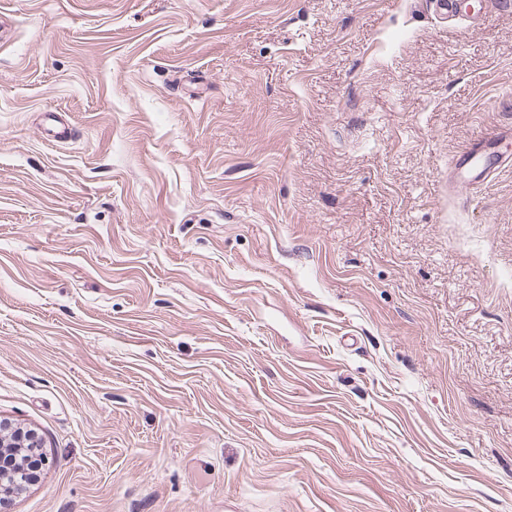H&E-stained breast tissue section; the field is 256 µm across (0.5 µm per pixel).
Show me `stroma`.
I'll list each match as a JSON object with an SVG mask.
<instances>
[{
  "label": "stroma",
  "mask_w": 512,
  "mask_h": 512,
  "mask_svg": "<svg viewBox=\"0 0 512 512\" xmlns=\"http://www.w3.org/2000/svg\"><path fill=\"white\" fill-rule=\"evenodd\" d=\"M0 14L4 512H512V12ZM508 144L512 141V128H494L473 141L456 159V168L465 173L471 181H485L495 169L488 167L483 156V147L489 141ZM9 427L0 423V448L14 447V448H40V440L38 436L33 433H27L26 437L18 438L17 433L8 432ZM0 449V450H1ZM39 469H30L27 467H16L8 472L0 469V487L4 486V483L11 485L13 488L22 489L28 485H32L38 480Z\"/></svg>",
  "instance_id": "obj_1"
}]
</instances>
